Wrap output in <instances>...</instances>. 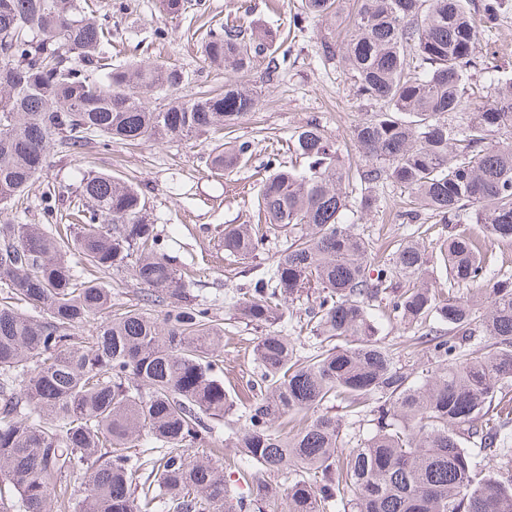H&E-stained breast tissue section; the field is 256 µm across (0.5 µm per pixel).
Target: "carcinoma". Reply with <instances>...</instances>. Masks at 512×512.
Masks as SVG:
<instances>
[{
	"label": "carcinoma",
	"instance_id": "obj_1",
	"mask_svg": "<svg viewBox=\"0 0 512 512\" xmlns=\"http://www.w3.org/2000/svg\"><path fill=\"white\" fill-rule=\"evenodd\" d=\"M91 0H0V475L15 495L0 512H48L52 492L71 480L82 499L62 512H235L224 468L188 450L207 445L212 423L232 414L224 388V327L209 309L182 302L185 281L163 249L139 186L110 173L82 175L67 203L73 224H12L19 202L48 164L50 148L80 154L114 141L189 142L221 134L255 111L257 91L229 77L220 90L152 108L147 94L175 93L174 68L112 66L101 46L110 34ZM342 0H303L304 17L333 20ZM504 0H355L340 58L357 99L369 104L353 130L365 164H342L324 129L295 135L301 171L267 162L257 195L265 225L288 232L265 275L239 293L241 318L278 324L283 303L315 295L299 331L316 340L297 357L292 337L270 331L253 347L259 374L248 412L231 428L238 479L259 501L271 478L302 476L285 488V512H512V275L487 278V251L469 225L512 242V78L488 72L490 94L473 95L468 66L481 52ZM204 60L239 74L269 54L272 72L287 62L275 35L239 21L207 32ZM253 143L215 145L222 176L247 163ZM408 190L404 224L423 213L458 229L440 247L446 290L425 282L427 248L402 239L388 253L351 231L359 208L377 207L372 190ZM260 224L224 227V260L260 251ZM83 265L77 275L70 257ZM131 272L144 301L162 307L114 308L100 282ZM486 283L484 296L460 288ZM423 329L434 368L414 377L395 349L377 339L376 313ZM84 323L92 334L79 333ZM485 337L484 343L473 342ZM372 417L375 429L348 447L341 419ZM478 439L495 475L471 468L461 439ZM147 441L158 455L129 449Z\"/></svg>",
	"mask_w": 512,
	"mask_h": 512
}]
</instances>
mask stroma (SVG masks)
<instances>
[{
	"label": "stroma",
	"mask_w": 512,
	"mask_h": 512,
	"mask_svg": "<svg viewBox=\"0 0 512 512\" xmlns=\"http://www.w3.org/2000/svg\"><path fill=\"white\" fill-rule=\"evenodd\" d=\"M95 4L98 17L112 28L113 65L138 60L176 68L184 76L179 94L186 98L224 82L223 72L207 67L197 49L210 27L241 19L287 40L285 70L268 74V59L262 56L244 75L259 99L255 112L242 119L234 131L238 139L254 144L247 166L221 179L213 177L207 162L210 143L205 139L138 146L115 142L82 154L55 148L48 166L28 186L23 203L10 214L16 224L68 223L67 210L47 214L43 198L55 188L75 190L84 172L108 170L140 183L169 254L196 271L194 280L186 285L190 297L205 304L224 327V386L234 399V415H242L246 384L257 370L252 349L265 330L241 319L233 298L242 284L270 270L286 238L282 232L268 231L258 256L242 261L231 272L221 245L224 227L256 223V194L270 153H277L284 165L304 167V160L289 151L288 145L296 131L309 122L325 129L344 164H360L352 130L370 107L356 98L344 64L322 60L319 50L321 36L342 35L344 25L314 18L294 24L301 0H198L178 16L160 11L159 0H95ZM484 49L488 65L512 73V4L505 9L498 29L486 39ZM407 200V191L387 189L383 207L349 215L352 231L370 239L378 249L420 235L429 252H437L450 235L451 225L430 220L421 230L401 223L396 213ZM379 336L399 348L407 369L419 372L428 368V355L417 342L416 327L384 320Z\"/></svg>",
	"instance_id": "obj_1"
}]
</instances>
